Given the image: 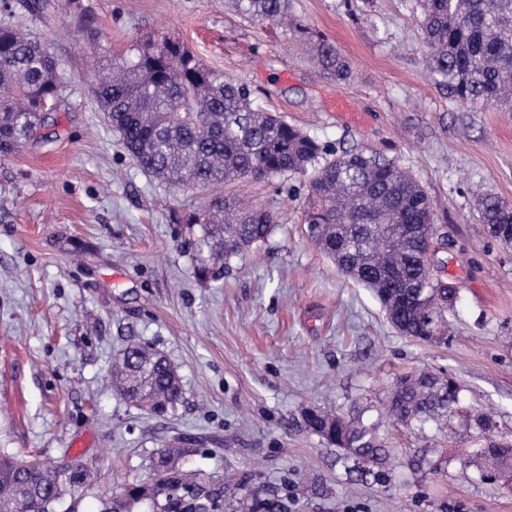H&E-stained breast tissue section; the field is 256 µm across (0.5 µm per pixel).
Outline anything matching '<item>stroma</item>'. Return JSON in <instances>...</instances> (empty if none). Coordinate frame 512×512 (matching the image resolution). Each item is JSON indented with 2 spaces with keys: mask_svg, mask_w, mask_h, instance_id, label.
Here are the masks:
<instances>
[{
  "mask_svg": "<svg viewBox=\"0 0 512 512\" xmlns=\"http://www.w3.org/2000/svg\"><path fill=\"white\" fill-rule=\"evenodd\" d=\"M50 3L48 26L18 0L0 8L66 77L45 139L0 158V455L81 460L90 477L78 512L145 480L176 438L188 467L223 479L225 497L259 487L288 512H512V492L464 455L480 445L474 410L490 411L493 439H512V248L474 215L478 190L512 204V112H469L435 87L411 0H290L293 18L349 60L345 81L320 74L294 28L248 22L225 0ZM92 34L112 52L180 40L335 149L398 158L434 204L431 262L457 289L444 338L402 336L337 269L306 231L296 179L224 184L223 195L274 211L277 226L219 281H198L169 214L198 212L210 195L132 161L91 92ZM134 342L173 363L184 392L174 412L153 416L113 394V357ZM419 370L449 374L460 397L448 420L409 429L385 404ZM312 407L368 427L387 464L352 472L351 457L306 429Z\"/></svg>",
  "mask_w": 512,
  "mask_h": 512,
  "instance_id": "obj_1",
  "label": "stroma"
}]
</instances>
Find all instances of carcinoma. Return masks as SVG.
Here are the masks:
<instances>
[{
	"label": "carcinoma",
	"mask_w": 512,
	"mask_h": 512,
	"mask_svg": "<svg viewBox=\"0 0 512 512\" xmlns=\"http://www.w3.org/2000/svg\"><path fill=\"white\" fill-rule=\"evenodd\" d=\"M254 23L288 22V0H231ZM42 22L53 19L49 0H25ZM424 65L448 101L473 112L494 104L512 110V0H415ZM321 72L338 80L350 62L321 34L296 27ZM163 49L146 42L99 70L94 95L133 162L157 180L191 189H215L251 178L304 177L302 220L309 237L338 270L367 288L403 336L430 341L443 328L455 289L430 270L437 234L433 204L411 171L395 158L364 149L337 152L272 112L255 106L250 92L206 67L184 45L167 38ZM64 84L61 62L47 45L19 27L0 25V156L35 139L48 124ZM491 237L512 245V205L493 194L475 199ZM188 229L185 245L201 282L215 281L232 259L266 243L276 216L240 198L215 196L198 214L174 216ZM112 390L137 407L164 416L182 401L183 388L163 353L127 346L113 361ZM450 376L411 373L391 388L387 415L412 428L446 420L458 403ZM308 430L347 450L368 469L385 449L371 430L333 412L310 408ZM491 472L512 459V442L480 449ZM176 441L152 457L156 479L126 485L101 500L99 512H224V483L185 467ZM58 478L51 467L28 468L0 457V512H46ZM278 505L250 489L237 512H275Z\"/></svg>",
	"instance_id": "obj_1"
}]
</instances>
